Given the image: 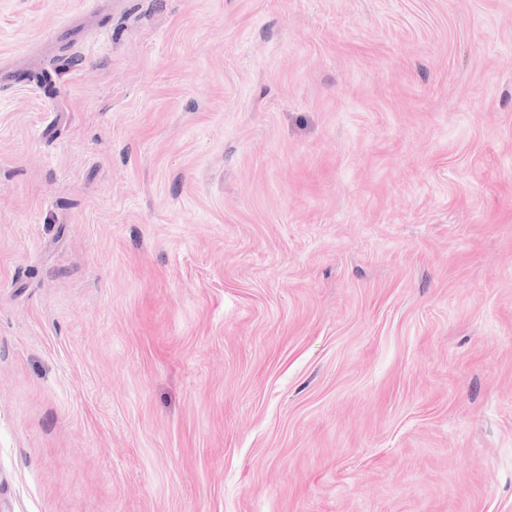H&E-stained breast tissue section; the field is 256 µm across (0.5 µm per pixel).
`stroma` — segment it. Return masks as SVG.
I'll return each mask as SVG.
<instances>
[{"label":"stroma","instance_id":"obj_1","mask_svg":"<svg viewBox=\"0 0 512 512\" xmlns=\"http://www.w3.org/2000/svg\"><path fill=\"white\" fill-rule=\"evenodd\" d=\"M0 512H512V0H0Z\"/></svg>","mask_w":512,"mask_h":512}]
</instances>
